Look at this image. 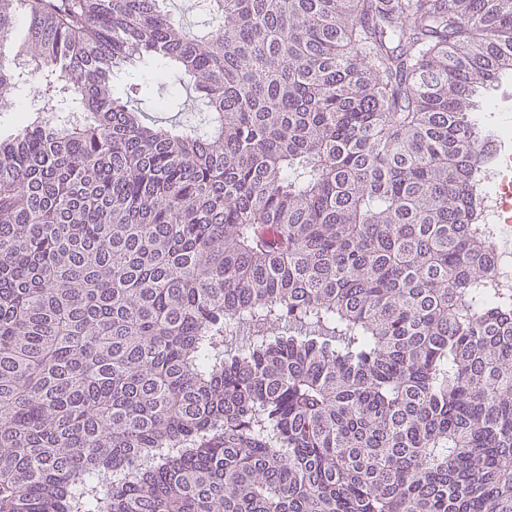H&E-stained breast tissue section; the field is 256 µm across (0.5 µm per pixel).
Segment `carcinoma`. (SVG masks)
I'll use <instances>...</instances> for the list:
<instances>
[{
  "label": "carcinoma",
  "mask_w": 512,
  "mask_h": 512,
  "mask_svg": "<svg viewBox=\"0 0 512 512\" xmlns=\"http://www.w3.org/2000/svg\"><path fill=\"white\" fill-rule=\"evenodd\" d=\"M205 6L0 0V512H512V0ZM154 63L204 124L114 95ZM167 8L191 29H204L208 16L197 6L198 0H165ZM494 107L481 112L482 124L494 136L502 126L505 132L496 139L497 150L490 166L484 170L481 178V214L480 224H493V244L499 261L512 265L511 223L507 208L508 199H512V74L495 83L487 92ZM491 136V137H492Z\"/></svg>",
  "instance_id": "cac0c4a2"
}]
</instances>
